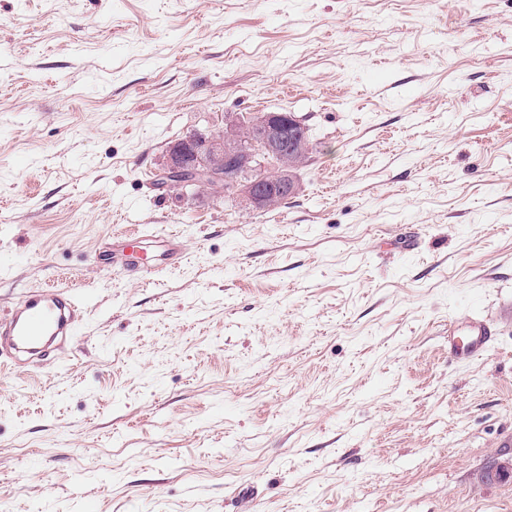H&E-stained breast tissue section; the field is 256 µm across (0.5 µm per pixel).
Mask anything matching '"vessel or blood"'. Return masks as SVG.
<instances>
[{"instance_id": "obj_1", "label": "vessel or blood", "mask_w": 512, "mask_h": 512, "mask_svg": "<svg viewBox=\"0 0 512 512\" xmlns=\"http://www.w3.org/2000/svg\"><path fill=\"white\" fill-rule=\"evenodd\" d=\"M165 243L167 253L155 265L159 271L178 266L184 257L177 231H170ZM81 313V305L66 289H46L25 296L7 317L0 318V365L17 363L24 353H46L49 338L70 335ZM448 334L449 355L465 362L485 350L493 328L489 320L476 317L463 327L449 323Z\"/></svg>"}]
</instances>
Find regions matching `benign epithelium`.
Returning a JSON list of instances; mask_svg holds the SVG:
<instances>
[{
  "instance_id": "benign-epithelium-1",
  "label": "benign epithelium",
  "mask_w": 512,
  "mask_h": 512,
  "mask_svg": "<svg viewBox=\"0 0 512 512\" xmlns=\"http://www.w3.org/2000/svg\"><path fill=\"white\" fill-rule=\"evenodd\" d=\"M300 127L301 120L290 113L266 112L252 122L254 139L248 144L240 140L239 123L192 134L169 147L156 179L163 188L183 192L222 181L231 198L256 210L268 209L299 191L295 170L311 150L307 140L291 137Z\"/></svg>"
}]
</instances>
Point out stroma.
Here are the masks:
<instances>
[{
	"label": "stroma",
	"mask_w": 512,
	"mask_h": 512,
	"mask_svg": "<svg viewBox=\"0 0 512 512\" xmlns=\"http://www.w3.org/2000/svg\"><path fill=\"white\" fill-rule=\"evenodd\" d=\"M259 112L314 144L286 203L154 188ZM48 285L85 312L0 368L10 512H512V0H0V316ZM162 241L166 243L167 253L164 259L160 262L154 263L155 270L157 271L178 266L184 257L182 240L177 231H170ZM467 329L464 340L456 341L455 336ZM494 335L492 324L481 317L472 318L464 327L456 322H448V354L456 361L465 362L482 353Z\"/></svg>",
	"instance_id": "obj_1"
}]
</instances>
